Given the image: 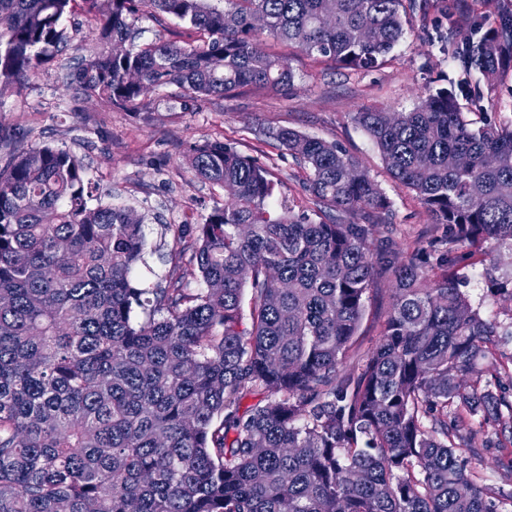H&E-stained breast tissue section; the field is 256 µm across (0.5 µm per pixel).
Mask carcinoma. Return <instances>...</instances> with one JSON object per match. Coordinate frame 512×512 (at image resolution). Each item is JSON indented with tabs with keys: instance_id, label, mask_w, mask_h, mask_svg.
I'll return each instance as SVG.
<instances>
[{
	"instance_id": "1",
	"label": "carcinoma",
	"mask_w": 512,
	"mask_h": 512,
	"mask_svg": "<svg viewBox=\"0 0 512 512\" xmlns=\"http://www.w3.org/2000/svg\"><path fill=\"white\" fill-rule=\"evenodd\" d=\"M77 8L96 37L67 78L129 112L171 85L194 99L290 90L294 73L266 37L370 69L410 16L440 14L448 86L409 112L364 108L352 120L452 240L512 247V120L477 123L460 103L512 71V0L492 18L448 0H0V92H20L54 61ZM145 11L205 40L134 45ZM275 138L308 171L314 215L273 212L275 183L256 160L196 146L188 168L224 189V205L190 242L185 224L164 231L170 263L192 267L198 288L172 277L139 286L144 216L91 204L69 151L0 153V512H501L512 502L457 451L473 431L448 422L464 411L512 424V400L466 380L498 332L460 288L463 257L395 261L390 200L360 163L290 128ZM383 273L395 291L381 338L343 372ZM485 279L489 297L512 299V275L490 268ZM252 392L263 399L241 409Z\"/></svg>"
}]
</instances>
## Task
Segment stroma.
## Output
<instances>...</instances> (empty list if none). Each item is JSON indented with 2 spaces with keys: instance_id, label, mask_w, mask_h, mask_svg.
I'll return each mask as SVG.
<instances>
[{
  "instance_id": "1",
  "label": "stroma",
  "mask_w": 512,
  "mask_h": 512,
  "mask_svg": "<svg viewBox=\"0 0 512 512\" xmlns=\"http://www.w3.org/2000/svg\"><path fill=\"white\" fill-rule=\"evenodd\" d=\"M63 24L72 38L70 46L52 66L31 76L22 94L0 96V131H27L29 147L50 144L69 150L97 184L102 202L131 206L145 214L147 242L153 251L146 256L147 267L136 273L142 286H152L157 273L169 268L154 252L163 225L201 223L214 205L224 202L223 189L194 179L188 170L185 157L195 145L231 144L271 170L275 205L310 209L302 188L306 171L272 135L273 130L288 127L339 142L380 184L391 201L386 218L393 226L397 260L431 243H446L460 259L461 288L472 304L484 318L504 327L512 325V300L487 297L483 279L485 270L493 266L512 273V251L496 248L473 254L467 245L448 240L446 225L431 223L414 193L396 186L378 149L351 119L364 107L411 109L429 88L440 85L452 64L430 40L439 25L437 14L411 16L408 32L391 58L369 70H338L271 40L268 48L285 56L296 74L291 93L244 87L222 97L191 101L170 86L149 93L136 112L108 108L69 83L68 73L81 65L95 37L81 14L65 18ZM462 107L478 121L486 115L512 118V74L501 78L491 96L463 102ZM393 288L391 279L384 277L371 292L356 336V358H365L378 343ZM462 454L486 485L498 487L497 471L512 465V432L486 419Z\"/></svg>"
}]
</instances>
